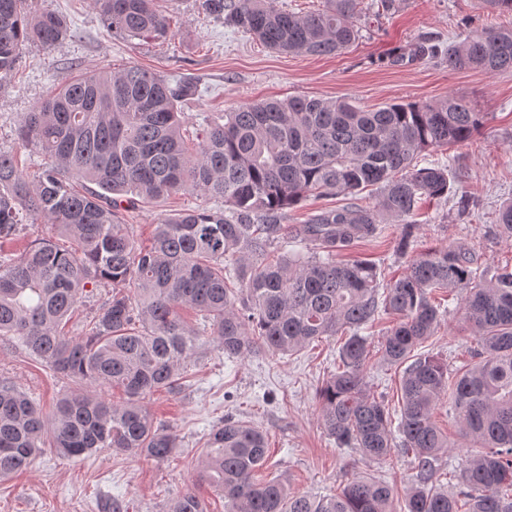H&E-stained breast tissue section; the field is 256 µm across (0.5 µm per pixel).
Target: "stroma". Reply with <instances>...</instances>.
Returning <instances> with one entry per match:
<instances>
[{"instance_id":"obj_1","label":"stroma","mask_w":512,"mask_h":512,"mask_svg":"<svg viewBox=\"0 0 512 512\" xmlns=\"http://www.w3.org/2000/svg\"><path fill=\"white\" fill-rule=\"evenodd\" d=\"M365 3L360 39L339 54L312 57L273 52L208 17L198 0H156L157 9L173 18L174 34L162 41L127 39L110 31L91 0H30L32 8L65 15L73 34L52 48L26 46L12 78L0 85V149L16 154L24 174L34 176L44 158L18 142L14 129L21 115L70 78L93 69L135 65L193 82L195 95L181 103L192 129L206 118L270 98L306 95L379 107L459 97L485 113L480 133L420 159L424 167L434 161L451 163L455 194L447 202L424 205L407 253L398 250L400 225L387 224L380 235L356 241L343 256L374 262L384 283L396 280L409 258L449 244L474 253L481 269L512 265V239L494 232L497 209L512 200V74L452 70L442 55L467 34L505 23L506 15L488 11L480 0H397L389 12L382 11L380 0ZM417 42L438 47L440 57L393 62L396 50ZM201 202L197 195L179 193L129 210L126 220L137 240L146 244L153 224ZM434 298L442 317L425 350L453 372L470 362L474 338L461 300L448 299L443 292ZM199 344L184 388L146 400L154 418L181 444L175 459L156 463L109 450L76 460L43 455L23 473L0 480V512H108L116 500L122 501L123 512H165L169 502L189 490L200 497L206 512H227L222 492L198 478L197 450L203 434L228 415L266 434L269 454L263 477H283L291 492L312 496L337 490L356 475L376 477L394 487L396 507L403 512L415 474L413 456L396 451L386 459L370 460L338 447L321 427L318 393L336 369L340 340L316 341L284 358L260 351L234 360L225 358L211 335L200 336ZM400 377L399 368L370 356L365 378L393 410L399 406ZM1 381L16 385L46 411L73 387L70 380L3 340ZM435 421L447 434L450 448L436 464L434 482L449 489L475 450L448 405L439 406Z\"/></svg>"}]
</instances>
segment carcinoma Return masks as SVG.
<instances>
[{
  "label": "carcinoma",
  "instance_id": "carcinoma-1",
  "mask_svg": "<svg viewBox=\"0 0 512 512\" xmlns=\"http://www.w3.org/2000/svg\"><path fill=\"white\" fill-rule=\"evenodd\" d=\"M103 24L128 38L166 39L170 21L154 0H93ZM202 10L279 53L331 56L359 38L364 0H325L298 14L279 0H202ZM70 33L66 17L0 0V84L10 80L23 46L50 48ZM448 68L512 73V26L488 27L448 45ZM189 83L137 66L92 70L59 86L23 113L17 138L47 162L29 178L13 152L0 150V249L29 224L52 235L25 253L0 255V338L77 388L51 414L0 382V478L51 451L78 459L110 448L161 463L176 454L175 435L156 423L145 399L178 393L198 351L192 311L227 358L255 350L291 356L325 336L342 335L336 371L319 391L320 420L341 448L381 460L394 450L414 457L417 481L407 512H512V266L482 271L469 251L450 244L411 259L383 285L376 265L337 256L382 224L402 225L407 251L422 201L448 197L449 164L421 167L418 155L471 140L484 115L450 96L370 109L349 100L299 96L243 104L206 120L188 145L178 102ZM373 204H361L363 193ZM179 192L216 207L187 208L154 225L141 246L123 212ZM309 197H342L296 227L289 250L288 209ZM496 231L512 239V201L499 208ZM69 240L61 247L56 238ZM112 284L88 333L64 327L89 289ZM444 291L464 304L475 339L474 362L448 380V364L418 348L435 335ZM383 314L396 323L378 346L382 362L402 368L401 406L392 414L371 393L370 355L362 332ZM122 390L114 401L87 389ZM448 402L462 434L480 451L458 489L433 484L448 435L434 421ZM200 478L217 486L229 512H396L394 489L358 476L319 497L293 494L281 479L257 474L268 458L265 434L232 416L201 443ZM168 512H203L193 491Z\"/></svg>",
  "mask_w": 512,
  "mask_h": 512
}]
</instances>
